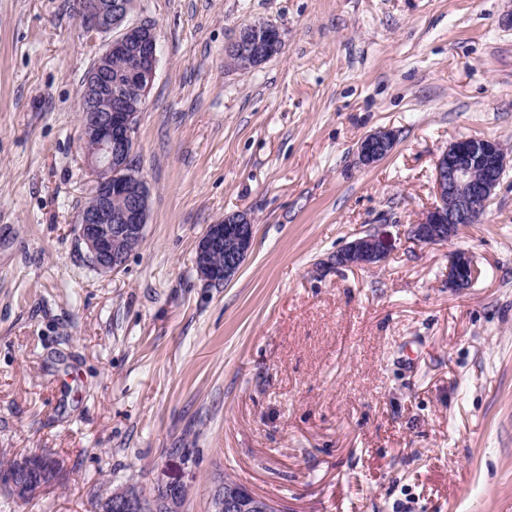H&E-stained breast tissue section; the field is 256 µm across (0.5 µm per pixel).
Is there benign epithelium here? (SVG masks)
Wrapping results in <instances>:
<instances>
[{
    "instance_id": "1",
    "label": "benign epithelium",
    "mask_w": 512,
    "mask_h": 512,
    "mask_svg": "<svg viewBox=\"0 0 512 512\" xmlns=\"http://www.w3.org/2000/svg\"><path fill=\"white\" fill-rule=\"evenodd\" d=\"M136 0H76L81 30L94 43L102 33L113 31L112 40L96 54L95 66L84 82L92 105L82 115V138L92 140L95 150L85 155L93 185L91 201L78 215V232L91 267L107 274L121 270L144 241L150 211V191L139 169L131 164L136 118L146 103L157 67L155 27L132 23L129 15ZM279 29L257 22L240 29L227 54L236 57L238 68L255 67L280 51ZM129 59L122 72L112 74V58ZM130 87L139 93V105L127 97ZM396 134L379 130L358 144L359 162L370 166L394 148ZM507 153L492 138H459L435 157L433 193L435 203L420 221L410 224L404 235L417 245L442 246L460 236L485 214L501 182ZM253 224L245 213L224 217L211 224L198 239L196 268L215 284L232 281L253 245ZM393 238L380 231L368 232L346 243L332 255L336 268H371L384 263L394 250ZM481 275L474 257L466 250L448 254V287L462 291ZM59 461L50 453L34 452L11 461L0 471V487L19 501H28L51 486ZM188 490L162 486L141 502L142 512H183ZM134 493L117 486L100 503L98 512H126ZM210 512H288L283 506L251 488L223 482L211 499Z\"/></svg>"
}]
</instances>
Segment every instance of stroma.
Returning <instances> with one entry per match:
<instances>
[{"mask_svg":"<svg viewBox=\"0 0 512 512\" xmlns=\"http://www.w3.org/2000/svg\"><path fill=\"white\" fill-rule=\"evenodd\" d=\"M158 65L137 117L145 241L91 270L80 90L94 53L72 0H0V466L44 449L58 480L0 512H97L92 491L229 476L289 512H512V163L447 245L405 238L453 140L512 151V0H139ZM278 54L238 70L239 29ZM392 152L361 165L366 135ZM252 250L201 278L208 225ZM388 261H330L367 230ZM482 269L455 292L449 251ZM282 38L279 29L266 22H257L240 29L227 54H233L238 69L255 67L280 51ZM396 134L392 130H379L365 136L358 144L359 162L370 166L386 157L394 148ZM253 224L246 213L224 217L211 224L198 239L196 268L207 281L227 284L239 273L253 245ZM223 256V264L216 263Z\"/></svg>","mask_w":512,"mask_h":512,"instance_id":"obj_1","label":"stroma"}]
</instances>
